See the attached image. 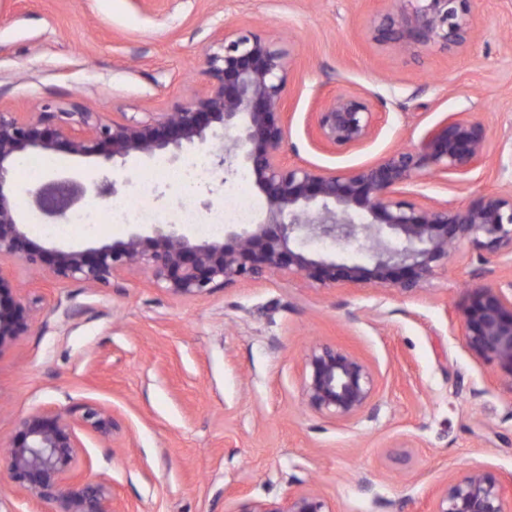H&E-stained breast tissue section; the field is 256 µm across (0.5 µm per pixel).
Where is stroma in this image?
Here are the masks:
<instances>
[{"label":"stroma","instance_id":"1","mask_svg":"<svg viewBox=\"0 0 512 512\" xmlns=\"http://www.w3.org/2000/svg\"><path fill=\"white\" fill-rule=\"evenodd\" d=\"M386 0H0V110L28 116L79 104L104 122L170 112L204 86L205 50L225 27L289 49L285 164L348 170L417 145L451 117L484 125L489 157L415 197L470 203L512 184V0H478L477 37L456 50L404 51L368 26ZM367 96L375 137L335 154L317 147L308 116L337 94ZM43 178L118 174L161 223L182 206L224 204L243 170H212L183 190L152 160L113 170L59 151ZM28 238L46 247L123 240L129 224L53 235L19 197ZM9 296L36 311L0 351V447L37 411L112 412L111 440L87 435L75 468L106 478L122 512H237L250 500L318 491L332 512H428L447 478L481 468L512 480V387L474 359L460 333L468 288L496 284L498 264L460 246L426 289L320 288L274 273L201 296H175L139 271L91 288L53 283L0 260ZM356 354L377 375L376 415L348 422L311 410L302 391L308 349Z\"/></svg>","mask_w":512,"mask_h":512}]
</instances>
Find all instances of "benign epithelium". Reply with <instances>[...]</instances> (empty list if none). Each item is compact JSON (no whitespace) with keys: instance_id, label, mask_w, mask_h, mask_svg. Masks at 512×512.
Returning a JSON list of instances; mask_svg holds the SVG:
<instances>
[{"instance_id":"1","label":"benign epithelium","mask_w":512,"mask_h":512,"mask_svg":"<svg viewBox=\"0 0 512 512\" xmlns=\"http://www.w3.org/2000/svg\"><path fill=\"white\" fill-rule=\"evenodd\" d=\"M476 0H389L369 34L408 51L418 47L452 49L474 38ZM290 53L262 34L224 32L220 51L205 52L201 74L205 91L172 112H150L144 119L112 124L81 107L71 112H38L21 118L0 111V259L14 258L48 280H80L110 286L135 269L180 296H199L243 280L272 273L296 274L312 284H374L402 294L421 290L448 264L449 249L468 244L481 262L499 261L502 280L470 288L462 295V337L478 361L492 363L497 377L512 385V185L466 206L446 201L422 203L405 188L431 175H466L485 162L484 127L452 118L430 128L412 148L396 149L378 161L345 171L282 161L288 138L284 102L289 90ZM377 128L370 100L341 93L311 115L313 140L332 153L367 143ZM222 130L215 166L235 160L249 166L266 201L258 224L230 225L222 241H192L180 224H153L150 234L88 249L48 253L23 229L14 182L17 158L29 153L65 151L97 156L112 167L130 158H172L186 148L208 149ZM117 178L87 185L66 178L26 191L52 223L62 224L69 209L87 193L108 200L118 193ZM328 238L340 248L367 254V262H344L306 252L297 244ZM32 309L24 301L0 300V351L26 334ZM303 396L314 411L349 421L369 411L375 375L358 356L332 346H313L305 356ZM112 414L87 404L74 417L67 412L33 413L20 423V438L0 458L20 490L39 496L50 512H121L111 487L74 473L79 432L112 438ZM506 490L495 475L474 470L446 483L430 512H507ZM239 512H332L316 492L291 494L279 502L250 501Z\"/></svg>"}]
</instances>
